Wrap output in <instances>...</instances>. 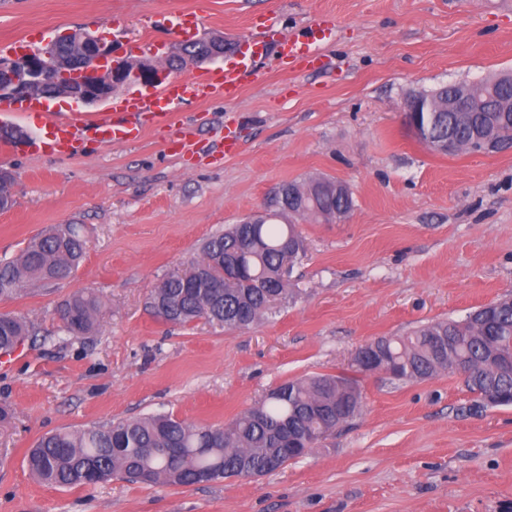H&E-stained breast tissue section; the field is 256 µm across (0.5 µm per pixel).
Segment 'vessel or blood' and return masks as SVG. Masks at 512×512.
Returning a JSON list of instances; mask_svg holds the SVG:
<instances>
[{"label": "vessel or blood", "mask_w": 512, "mask_h": 512, "mask_svg": "<svg viewBox=\"0 0 512 512\" xmlns=\"http://www.w3.org/2000/svg\"><path fill=\"white\" fill-rule=\"evenodd\" d=\"M335 31V20L324 15L302 34L285 37L278 46L281 64L318 62L321 44L331 39ZM250 48V53L239 52L225 58L223 68L165 81L160 88L135 98L114 100L110 112L91 121L77 113L62 115L36 97L20 102L19 113L42 120L47 128L44 140H31L29 148L36 152L45 147L68 157L78 150L87 129L107 145L133 144L147 129L171 124L177 108L185 103L236 99L249 73L247 55H266L267 43L256 37Z\"/></svg>", "instance_id": "obj_1"}]
</instances>
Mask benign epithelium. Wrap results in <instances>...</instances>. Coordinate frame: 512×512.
Wrapping results in <instances>:
<instances>
[{
    "instance_id": "benign-epithelium-1",
    "label": "benign epithelium",
    "mask_w": 512,
    "mask_h": 512,
    "mask_svg": "<svg viewBox=\"0 0 512 512\" xmlns=\"http://www.w3.org/2000/svg\"><path fill=\"white\" fill-rule=\"evenodd\" d=\"M69 51L53 56L46 49L23 52L10 60H0V99L29 98L34 92L42 98H66L74 105L92 106L109 99L120 87L132 83L153 87L162 83L170 73L171 63L182 50L176 42L169 48L165 66L147 60L134 59L121 51L119 42L97 31L84 29L65 34ZM203 50L193 58L200 66L224 57L222 39L202 37L197 40ZM504 112L506 108L494 102L479 108L465 92L451 95L448 103L433 105L429 98L417 94L406 96L399 112L405 122L409 115L423 113L426 120L411 123V129L434 152L460 151L461 144L453 138L434 141V120L439 112Z\"/></svg>"
}]
</instances>
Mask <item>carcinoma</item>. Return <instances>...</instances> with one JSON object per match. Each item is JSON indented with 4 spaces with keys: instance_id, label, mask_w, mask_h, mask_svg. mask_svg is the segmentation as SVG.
Instances as JSON below:
<instances>
[{
    "instance_id": "cac0c4a2",
    "label": "carcinoma",
    "mask_w": 512,
    "mask_h": 512,
    "mask_svg": "<svg viewBox=\"0 0 512 512\" xmlns=\"http://www.w3.org/2000/svg\"><path fill=\"white\" fill-rule=\"evenodd\" d=\"M460 123L454 112L438 113L435 134L452 135L469 152L484 151L493 134L496 152L512 147V114L473 112ZM267 217L248 218L211 236L201 255L167 273L148 295L158 318L181 327L204 319L227 330L246 331L273 313L288 296V277L305 254L304 237L294 220L332 223L354 207L342 181L310 178L282 185ZM86 252L74 224L58 225L35 236L11 261L0 263V299L25 286L46 287L69 279ZM102 300L77 292L60 308L66 334L87 336L98 329ZM30 324L0 313V353L11 354L29 336ZM379 358L375 368L360 356L352 367L390 381H422L456 374L466 367L467 391L480 408L512 406V297L485 304L461 319L432 320L406 336L371 339ZM363 409L354 376L316 375L289 380L241 412L228 425L188 423L155 414L112 424L64 429L41 437L26 464L39 481L58 487L95 485L114 476L143 484L192 486L197 474L210 480L248 478L272 472L305 456L349 424Z\"/></svg>"
}]
</instances>
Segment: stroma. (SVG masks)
Returning <instances> with one entry per match:
<instances>
[{
  "mask_svg": "<svg viewBox=\"0 0 512 512\" xmlns=\"http://www.w3.org/2000/svg\"><path fill=\"white\" fill-rule=\"evenodd\" d=\"M196 13L190 38L260 36L270 47L240 98L178 111L191 147L157 127L131 145L88 141L71 157L11 147L0 169V262L56 224L88 241L73 276L0 300L35 334L0 357V512H512V407L477 409L454 375L393 383L364 375L360 416L307 455L248 479L193 486L121 477L51 487L25 457L65 428L170 414L223 426L281 383L352 374L353 354L512 293V148L444 155L421 143L398 106L408 94L512 71V0H0V40L107 29L124 50L152 36L161 59L173 13ZM336 17L321 65L280 68L282 35ZM240 128L231 158L207 144ZM346 182L352 211L302 222L305 255L279 312L251 330L203 320L167 325L147 306L166 273L204 241L268 208L279 187ZM96 293L100 326L64 335L56 306Z\"/></svg>",
  "mask_w": 512,
  "mask_h": 512,
  "instance_id": "35a3bbf8",
  "label": "stroma"
}]
</instances>
